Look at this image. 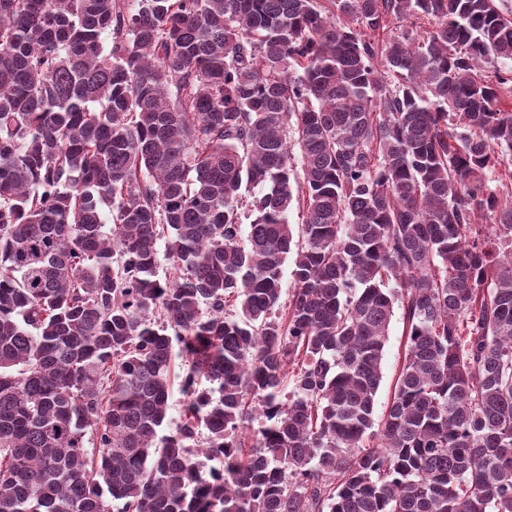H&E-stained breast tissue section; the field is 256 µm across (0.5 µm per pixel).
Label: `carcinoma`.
I'll return each mask as SVG.
<instances>
[{
	"instance_id": "carcinoma-1",
	"label": "carcinoma",
	"mask_w": 512,
	"mask_h": 512,
	"mask_svg": "<svg viewBox=\"0 0 512 512\" xmlns=\"http://www.w3.org/2000/svg\"><path fill=\"white\" fill-rule=\"evenodd\" d=\"M335 8L0 0V512H512V10ZM402 310L395 308V314L390 326L389 340L385 347L383 358V379L376 397L377 415L381 416L390 399L392 388L397 377L404 354ZM182 395L178 390L177 383L175 382L170 399V408L163 425L158 430V436L169 435L175 431L176 426L181 422L182 408H181Z\"/></svg>"
}]
</instances>
